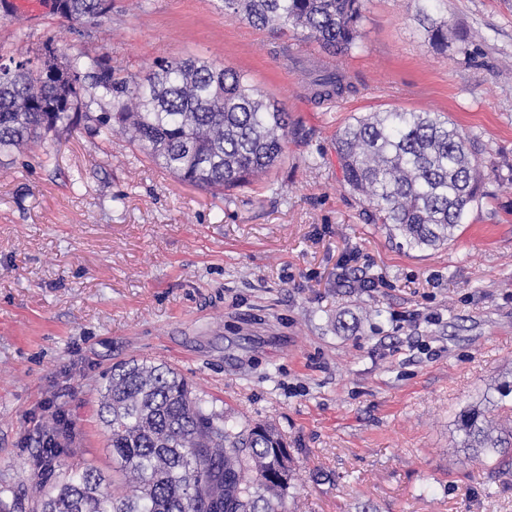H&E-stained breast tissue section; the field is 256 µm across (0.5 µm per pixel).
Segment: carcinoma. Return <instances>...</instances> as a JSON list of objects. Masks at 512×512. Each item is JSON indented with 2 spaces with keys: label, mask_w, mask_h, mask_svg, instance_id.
I'll return each instance as SVG.
<instances>
[{
  "label": "carcinoma",
  "mask_w": 512,
  "mask_h": 512,
  "mask_svg": "<svg viewBox=\"0 0 512 512\" xmlns=\"http://www.w3.org/2000/svg\"><path fill=\"white\" fill-rule=\"evenodd\" d=\"M67 17L89 26L108 17L102 0H66ZM368 0H223L224 17L284 34L300 32L329 53L359 48ZM427 42L449 47L448 24L422 15ZM47 44L0 64V156L10 157L85 121L109 136L113 124L161 169L202 189L248 186L285 156L289 115L247 74L200 59H161L144 77L124 76L109 59L58 62ZM317 103L356 92L324 69L310 82ZM97 107L100 113L92 112ZM344 187L364 214L414 247H437L480 201L478 148L437 112H375L336 133ZM512 414L505 380L456 421L468 460L512 467V432L493 435L491 417ZM121 481L91 462L51 487L36 484V512H284L295 470L272 425L241 426L206 411L188 380L165 363L112 365L101 395Z\"/></svg>",
  "instance_id": "carcinoma-1"
}]
</instances>
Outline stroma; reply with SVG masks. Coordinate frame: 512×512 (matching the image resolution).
<instances>
[{
	"label": "stroma",
	"mask_w": 512,
	"mask_h": 512,
	"mask_svg": "<svg viewBox=\"0 0 512 512\" xmlns=\"http://www.w3.org/2000/svg\"><path fill=\"white\" fill-rule=\"evenodd\" d=\"M457 34L431 49L408 0H369L359 49L225 18L221 0H112L87 27L0 17V57L46 42L125 75L161 58L246 73L288 111L285 159L224 194L127 136L78 126L0 162V500L32 512L39 434L111 472L98 417L114 363L164 362L206 410L269 423L298 473L287 512H512V469L467 461L455 419L512 374V0H422ZM324 58L353 94L306 95L275 49ZM439 112L481 150L484 196L448 244L409 247L343 188L337 130Z\"/></svg>",
	"instance_id": "35a3bbf8"
}]
</instances>
